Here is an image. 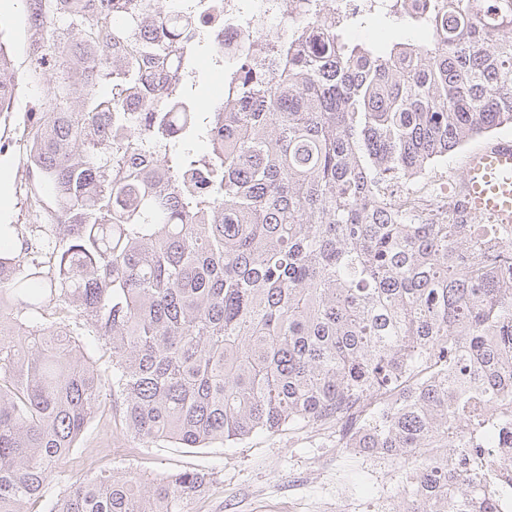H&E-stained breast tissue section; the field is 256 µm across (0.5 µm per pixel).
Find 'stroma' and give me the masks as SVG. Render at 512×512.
Masks as SVG:
<instances>
[{
	"instance_id": "obj_1",
	"label": "stroma",
	"mask_w": 512,
	"mask_h": 512,
	"mask_svg": "<svg viewBox=\"0 0 512 512\" xmlns=\"http://www.w3.org/2000/svg\"><path fill=\"white\" fill-rule=\"evenodd\" d=\"M38 31L29 21L26 0L0 9V47L8 59L15 90L8 112L0 114V169L8 172L0 198V224L25 228L32 216L23 191L27 148L24 119L41 111L58 82L53 69H34ZM108 469L152 479L182 470L210 474L204 493L189 512H254L255 498L267 512H312L325 496H342L352 512H384L387 501L403 488L395 462L336 445V426L329 423L258 434L228 446L181 448L170 442L145 443L130 437L115 411L94 418L68 460V477Z\"/></svg>"
}]
</instances>
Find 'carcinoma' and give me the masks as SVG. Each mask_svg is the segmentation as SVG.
<instances>
[{
    "instance_id": "cac0c4a2",
    "label": "carcinoma",
    "mask_w": 512,
    "mask_h": 512,
    "mask_svg": "<svg viewBox=\"0 0 512 512\" xmlns=\"http://www.w3.org/2000/svg\"><path fill=\"white\" fill-rule=\"evenodd\" d=\"M155 2L26 0L59 80L27 115L30 260L0 251V512L42 498L111 401L181 448L334 420L336 447L412 461L400 512H495L468 460L512 456V241L384 187L512 126V0L391 12L374 43L263 41L214 107L192 95L204 23ZM5 67L0 47V113ZM210 482L101 472L46 512H187Z\"/></svg>"
}]
</instances>
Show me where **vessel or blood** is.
Returning <instances> with one entry per match:
<instances>
[{
  "label": "vessel or blood",
  "mask_w": 512,
  "mask_h": 512,
  "mask_svg": "<svg viewBox=\"0 0 512 512\" xmlns=\"http://www.w3.org/2000/svg\"><path fill=\"white\" fill-rule=\"evenodd\" d=\"M454 198L460 222L485 217L512 224V139L487 142L467 155Z\"/></svg>",
  "instance_id": "vessel-or-blood-1"
}]
</instances>
